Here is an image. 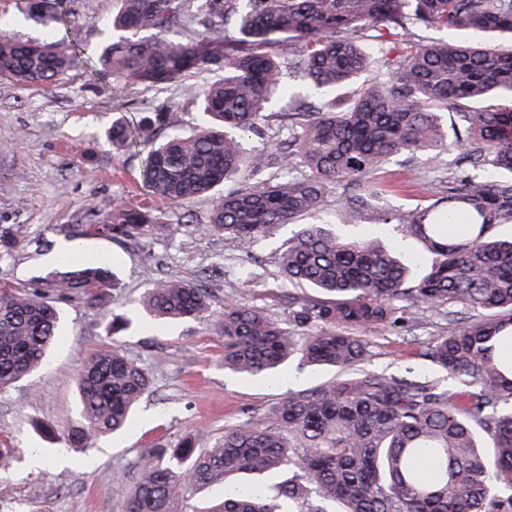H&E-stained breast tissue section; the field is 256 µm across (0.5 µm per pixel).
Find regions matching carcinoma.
<instances>
[{
    "label": "carcinoma",
    "mask_w": 512,
    "mask_h": 512,
    "mask_svg": "<svg viewBox=\"0 0 512 512\" xmlns=\"http://www.w3.org/2000/svg\"><path fill=\"white\" fill-rule=\"evenodd\" d=\"M116 2L94 71L147 90L175 83L205 124L159 140L167 112L112 120V144L143 152L147 197L137 207L113 197L74 237L137 240L158 223L159 206L210 197L209 218L194 229L227 236L247 255L270 230L286 229L283 279L321 296L291 297L286 325L224 303L215 320L224 370L270 380L295 357L336 368L204 451L187 438L145 449L122 512H179L188 491L218 483L224 501L208 512H512V360L502 355L512 348V237L495 233L512 224V0ZM68 3L26 5V16L50 23L41 42L0 31V80L47 83L74 64ZM424 29L471 38L426 41ZM489 32L508 40L491 48L477 39ZM192 69L218 78L187 82ZM287 74L300 86L278 111ZM354 84L350 106L336 109V92ZM448 111L460 120L451 135L440 125ZM271 115L286 133L265 137ZM251 136L262 144L246 148ZM399 156L448 166L431 203L407 215V233L433 255L417 279L374 238L298 223L332 194L350 218L374 210L380 224L399 220L381 206L378 178ZM232 182L240 187L214 196ZM29 243L0 225V259ZM115 287L104 257L77 250L61 256L50 295L1 285L0 392L46 365L57 301L76 295L93 306ZM212 297L201 283L160 278L142 307L155 319H200ZM422 310L452 325L419 357L453 386L371 365L367 333L398 335ZM76 384L80 423L67 440L88 448L127 427L150 379L114 346L92 353ZM237 474L249 483L232 484Z\"/></svg>",
    "instance_id": "cac0c4a2"
}]
</instances>
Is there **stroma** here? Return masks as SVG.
<instances>
[{"label":"stroma","mask_w":512,"mask_h":512,"mask_svg":"<svg viewBox=\"0 0 512 512\" xmlns=\"http://www.w3.org/2000/svg\"><path fill=\"white\" fill-rule=\"evenodd\" d=\"M70 7L74 44L104 45L115 0H71ZM171 98L168 89L112 85L83 58L47 84L0 81V184L7 187L0 192V225H13L35 239L0 263V283L32 287L46 282L58 255L70 245L73 227L90 223L102 202L116 194L133 205L141 201V158L114 149L106 131L117 114L141 112ZM434 175L432 166L420 160L401 157L387 163L379 173L394 188L387 207L405 214L427 205ZM209 211L206 198L185 210L162 209L160 228L136 243L82 239L85 251L103 255L114 268L118 286L96 306L80 299L61 301L63 322L48 366L0 393V449L10 452L7 465L0 467V512H105V503L133 484L143 449L185 438L197 449L212 447L245 414L260 418L288 392L333 377V370L295 361L271 384L225 372L224 338L211 322L225 302L244 300L284 324L289 295L308 296L312 290L289 285L279 273L284 230L271 231L246 255L224 236L191 232V224L205 223ZM187 212L192 215L188 221L183 218ZM324 220L349 239L369 231L383 242L399 243L415 273L430 264V254L408 237L405 225L377 223L374 212L346 224L332 199ZM166 277L205 279L214 294L210 319L145 317L140 297L153 280ZM116 313L126 314L129 325L115 337L108 329ZM447 330L442 315L420 312L405 336L373 337L372 362L403 372L418 365L420 345ZM111 345L148 372V397L123 433L101 438L84 451L69 448L66 435L80 420L74 378L88 356Z\"/></svg>","instance_id":"35a3bbf8"}]
</instances>
